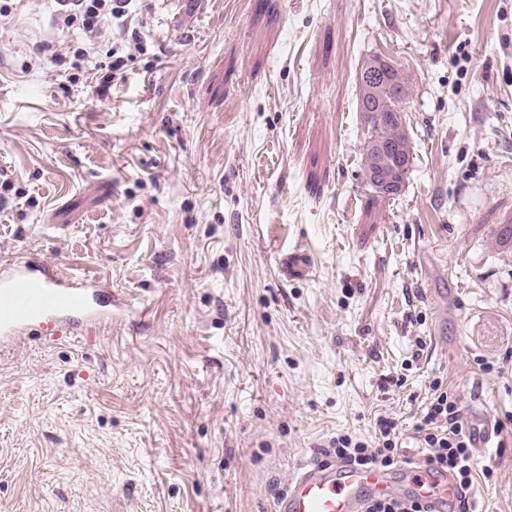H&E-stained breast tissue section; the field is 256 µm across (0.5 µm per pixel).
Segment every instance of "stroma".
<instances>
[{"instance_id":"stroma-1","label":"stroma","mask_w":512,"mask_h":512,"mask_svg":"<svg viewBox=\"0 0 512 512\" xmlns=\"http://www.w3.org/2000/svg\"><path fill=\"white\" fill-rule=\"evenodd\" d=\"M8 5L0 264L123 307L90 340L0 347V512H273L336 434L412 437L436 381L504 422L472 494L512 512V0H138L147 51L102 96L95 61L67 84L36 56L87 41L53 0ZM373 55L410 88L386 199ZM396 68L394 64L381 56L370 58L358 73V83L361 88L360 112H363L365 122H382L389 117L384 115L381 107L395 106L393 97L384 84L391 85V72ZM380 89V90H379ZM379 91V92H378ZM378 93V95H377ZM378 96L381 102L378 100ZM400 116L401 120L388 123L377 129V134L385 139L398 140L402 148L411 157L412 161V147L410 145L409 136L402 121V115ZM365 146L368 151L373 154L376 161L380 158L388 156L393 157L397 163V165H394V171L391 172L385 170L378 164V162H376L374 167L364 170L366 181L381 196L393 198L399 195L404 185V181L402 180V172L410 167V159L404 158L400 155L401 149L398 142L396 141L374 139L367 141Z\"/></svg>"}]
</instances>
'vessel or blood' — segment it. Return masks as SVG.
Listing matches in <instances>:
<instances>
[{
	"mask_svg": "<svg viewBox=\"0 0 512 512\" xmlns=\"http://www.w3.org/2000/svg\"><path fill=\"white\" fill-rule=\"evenodd\" d=\"M101 288L46 264L13 263L0 273V343L36 329L72 336L111 323V307L98 301ZM465 425L475 452L490 447L496 429L483 410L470 408ZM395 494L422 497L429 512H465L469 499L451 472L433 464L363 468L315 459L297 468L274 512H366L372 499Z\"/></svg>",
	"mask_w": 512,
	"mask_h": 512,
	"instance_id": "obj_1",
	"label": "vessel or blood"
}]
</instances>
